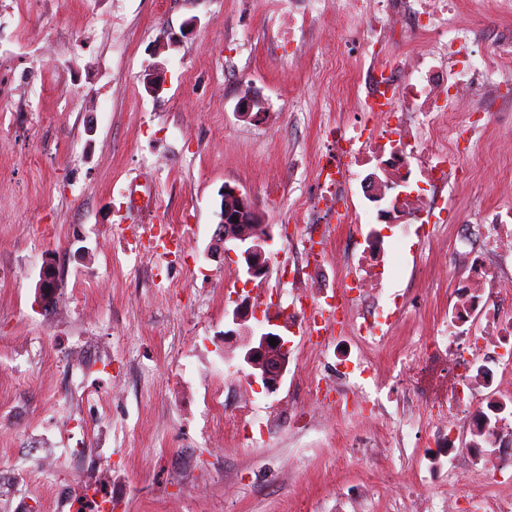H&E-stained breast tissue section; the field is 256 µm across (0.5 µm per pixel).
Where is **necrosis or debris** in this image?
Wrapping results in <instances>:
<instances>
[{
  "mask_svg": "<svg viewBox=\"0 0 512 512\" xmlns=\"http://www.w3.org/2000/svg\"><path fill=\"white\" fill-rule=\"evenodd\" d=\"M341 12L362 27L357 47L369 57L365 120L333 134L334 148L316 162L317 195L311 205L320 221L306 228L296 261L284 265L282 287L264 300L288 310L287 362L305 385L296 407V429L335 409L355 414L370 442L416 451L424 476L418 489L384 479L389 497L415 494L421 512H512V202L485 211L474 225H458L451 239L455 280L448 311L430 336L399 353L390 393H403L407 410L391 414L371 392L379 363L370 352L388 335L397 316L413 306L407 293L382 297L393 274V238L432 239L446 219L441 190L448 181V155L460 142L481 145L483 123L474 99L484 95L499 111L512 112L505 74L512 71V38L473 55L468 32L449 27L458 0H340ZM427 37L421 55H383L389 41L408 36V22ZM383 175L375 182L366 174ZM343 224L355 245L342 251L347 272L329 280L327 241ZM335 357V379L323 367ZM224 428L251 441L271 430L258 421L248 394H240ZM36 469L20 512H112V495L90 479L49 500L44 485L58 470L45 451L30 447Z\"/></svg>",
  "mask_w": 512,
  "mask_h": 512,
  "instance_id": "4bbe7bcc",
  "label": "necrosis or debris"
}]
</instances>
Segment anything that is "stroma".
Listing matches in <instances>:
<instances>
[{
	"mask_svg": "<svg viewBox=\"0 0 512 512\" xmlns=\"http://www.w3.org/2000/svg\"><path fill=\"white\" fill-rule=\"evenodd\" d=\"M6 0L0 11V512L20 491L13 478L23 449L71 447L53 428L69 397L63 372L78 337H99L104 363L84 385L112 409L115 512H336L337 486L373 478L383 466L415 483L411 449L342 448L327 430L293 437L288 410L301 380L283 375L276 392L260 377L248 389L279 421L253 445L213 441L197 372L216 375L233 399L227 366L245 369V336L229 335L236 302L256 309L297 253V204L315 192V160L328 154L326 130L353 118L359 98L339 70L337 45L355 44L357 24L340 29L335 10L281 48L265 0ZM470 46L512 33V0L498 7L469 0ZM159 71L165 88L147 92ZM253 102L251 113L240 110ZM484 146L452 177L449 221L427 256L447 254L454 225L501 201L512 176V125L491 123ZM155 192L160 224L192 232L176 262L134 252L122 230V187ZM247 194L273 242L266 276L245 281L241 260L225 252L218 229L221 191ZM391 261L401 274L383 294L413 286L422 295L374 357L391 371L396 348L428 335L448 306L451 274L417 266L405 243ZM54 271L49 304L39 301L41 271ZM26 346L14 345V338ZM205 479L207 497L194 494Z\"/></svg>",
	"mask_w": 512,
	"mask_h": 512,
	"instance_id": "stroma-1",
	"label": "stroma"
}]
</instances>
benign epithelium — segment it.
I'll return each mask as SVG.
<instances>
[{
    "label": "benign epithelium",
    "mask_w": 512,
    "mask_h": 512,
    "mask_svg": "<svg viewBox=\"0 0 512 512\" xmlns=\"http://www.w3.org/2000/svg\"><path fill=\"white\" fill-rule=\"evenodd\" d=\"M221 223L225 224L224 243L233 245L242 258V273L247 278H255L268 272L265 246L270 244V233L253 235L235 234L231 227L236 224H258L259 216L251 200L238 188L224 185L222 193ZM275 338L273 346L268 339ZM287 346L280 335L268 331L260 335L258 345L251 347L245 354V362L260 370L261 379L269 390L277 389L285 368Z\"/></svg>",
    "instance_id": "1"
}]
</instances>
